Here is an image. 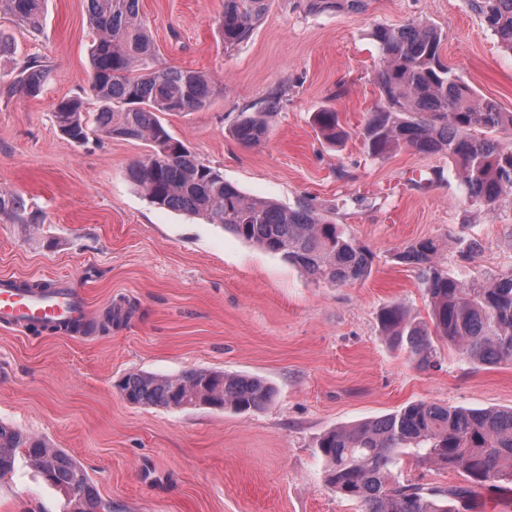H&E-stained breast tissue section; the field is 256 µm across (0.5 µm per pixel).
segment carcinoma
<instances>
[{
    "instance_id": "obj_1",
    "label": "carcinoma",
    "mask_w": 512,
    "mask_h": 512,
    "mask_svg": "<svg viewBox=\"0 0 512 512\" xmlns=\"http://www.w3.org/2000/svg\"><path fill=\"white\" fill-rule=\"evenodd\" d=\"M90 25L98 38L90 50V96L59 101L54 121L76 144L90 135L146 142L151 152L133 163L128 177L153 205L203 217L265 251L281 255L319 282L342 285L366 279L373 253L312 208L285 207L247 196L224 180L219 169L192 154L170 135L159 115L206 108L214 82L189 69L156 67L158 47L140 16V0H86ZM271 0H224L220 35L225 49L251 36ZM367 0H307L315 12L359 13ZM500 47L512 53V0H471ZM0 12L23 26H43L42 0H0ZM372 37L379 52L377 73L386 105L370 113L361 132L369 155L382 157L402 147L422 154H445L476 204H512V145L497 134L512 129V112L496 101L478 98L442 56L443 35L429 25L379 26ZM46 71L32 61L16 80L22 92L36 96ZM272 95L262 110L242 115L232 136L255 146L268 132V119L280 111ZM320 134L334 142L345 135L333 108L314 113ZM437 244L421 239L408 244L399 259L412 265L430 300L434 333L475 365L512 361V271L491 280L462 283L435 264ZM389 344L419 367L436 364L428 329L399 304L380 310ZM132 404L172 409L183 400L237 413L259 410L274 397L259 377L207 369L180 376L133 372L119 385ZM443 468L460 470L467 486L426 492L397 479L405 450ZM62 492L72 493L68 512H112L86 471L43 438L0 422V474L12 472L17 454ZM325 462L324 481L341 497L361 504L362 512H464L481 490L512 483V408L467 410L420 402L383 417L326 432L318 445Z\"/></svg>"
}]
</instances>
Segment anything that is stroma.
I'll return each mask as SVG.
<instances>
[{
  "mask_svg": "<svg viewBox=\"0 0 512 512\" xmlns=\"http://www.w3.org/2000/svg\"><path fill=\"white\" fill-rule=\"evenodd\" d=\"M224 0H140L160 67L210 76L216 91L197 112L163 115L169 133L249 196L306 205L374 254L365 280L318 282L281 255L221 227L151 205L127 171L145 142L65 139L53 111L83 95L95 38L86 0H45L32 33L0 13V192L21 216L0 213V276L74 281L93 320L120 312L108 331L34 333L0 327V422L43 437L87 472L112 512H361L325 485L320 437L418 402L512 408V362L475 365L438 343L424 369L385 339L382 307L429 321L414 267L398 260L420 239L439 244V266L468 283L512 270V206L472 204L446 155L410 148L370 156L361 131L383 106L379 26L428 24L443 55L477 96L512 112V54L470 0H368L364 12L318 13L305 0H273L249 40L225 49ZM47 69L36 97L15 89L22 66ZM282 108L267 137L231 135L241 113L270 93ZM331 106L346 137L328 143L312 115ZM481 244L473 256L457 242ZM196 369L258 376L275 390L263 409H167L129 403L127 374ZM400 481L462 486L461 471L404 456ZM0 512H66L63 495L17 456L0 478Z\"/></svg>",
  "mask_w": 512,
  "mask_h": 512,
  "instance_id": "1",
  "label": "stroma"
}]
</instances>
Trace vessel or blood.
I'll return each instance as SVG.
<instances>
[{"label": "vessel or blood", "mask_w": 512, "mask_h": 512, "mask_svg": "<svg viewBox=\"0 0 512 512\" xmlns=\"http://www.w3.org/2000/svg\"><path fill=\"white\" fill-rule=\"evenodd\" d=\"M84 314L85 299L71 283H64L54 296L41 297L12 287L9 279H0V325L19 326L31 321L55 325Z\"/></svg>", "instance_id": "b4317fda"}]
</instances>
